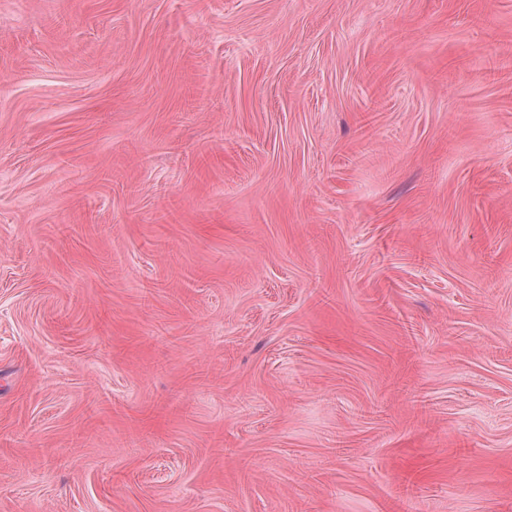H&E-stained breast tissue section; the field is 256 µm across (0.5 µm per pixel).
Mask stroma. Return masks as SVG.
Masks as SVG:
<instances>
[{
	"instance_id": "obj_1",
	"label": "stroma",
	"mask_w": 512,
	"mask_h": 512,
	"mask_svg": "<svg viewBox=\"0 0 512 512\" xmlns=\"http://www.w3.org/2000/svg\"><path fill=\"white\" fill-rule=\"evenodd\" d=\"M0 512H512V0H0Z\"/></svg>"
}]
</instances>
